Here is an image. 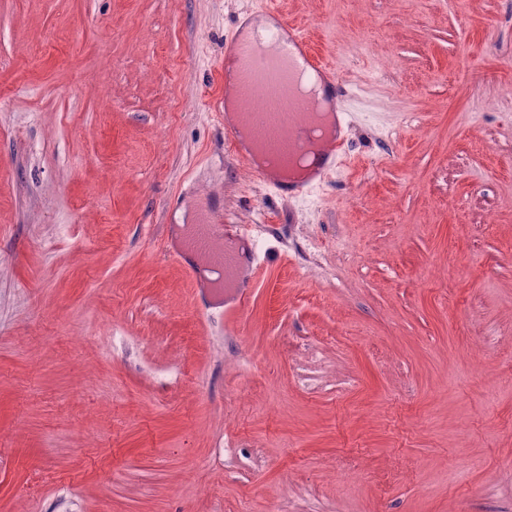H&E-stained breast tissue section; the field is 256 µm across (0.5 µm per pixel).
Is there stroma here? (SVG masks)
I'll list each match as a JSON object with an SVG mask.
<instances>
[{
    "instance_id": "obj_1",
    "label": "stroma",
    "mask_w": 512,
    "mask_h": 512,
    "mask_svg": "<svg viewBox=\"0 0 512 512\" xmlns=\"http://www.w3.org/2000/svg\"><path fill=\"white\" fill-rule=\"evenodd\" d=\"M263 2L0 0V512H512V0H275L355 92L296 202L208 91ZM216 207L287 243L236 315Z\"/></svg>"
}]
</instances>
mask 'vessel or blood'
<instances>
[{
	"instance_id": "b4317fda",
	"label": "vessel or blood",
	"mask_w": 512,
	"mask_h": 512,
	"mask_svg": "<svg viewBox=\"0 0 512 512\" xmlns=\"http://www.w3.org/2000/svg\"><path fill=\"white\" fill-rule=\"evenodd\" d=\"M229 52L242 84H252L262 74L273 71L281 84L287 86L295 71L306 67L321 73L328 94L334 95L337 102L347 101L352 95L351 88L344 84L339 73L315 55L297 27H289L287 39L274 42L231 34ZM259 119L267 125L287 122L293 149L299 153H313L315 158L310 178L288 184L272 181L271 186L278 196L301 199L311 188L327 182L340 167L349 141L348 113H338L337 133L331 144L320 150L314 146L312 132L296 99L285 102L274 98L266 112L260 113ZM271 233L270 226L265 224L202 226L192 242L197 263L209 272L207 278L201 279V287L213 293L222 283H230L234 291V307L243 310L268 264V254L258 248L257 242Z\"/></svg>"
}]
</instances>
